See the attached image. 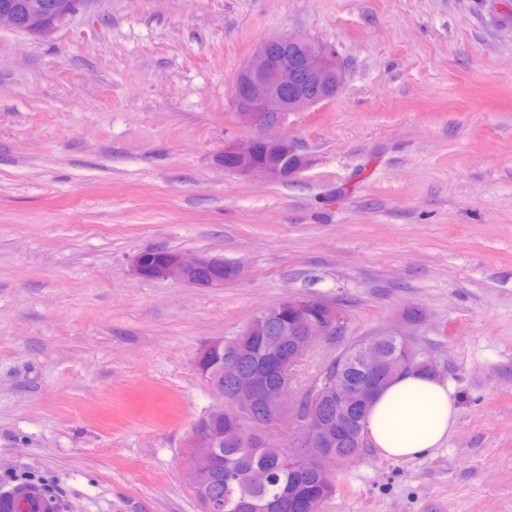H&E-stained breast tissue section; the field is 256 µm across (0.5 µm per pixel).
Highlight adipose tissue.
Wrapping results in <instances>:
<instances>
[{
    "label": "adipose tissue",
    "mask_w": 512,
    "mask_h": 512,
    "mask_svg": "<svg viewBox=\"0 0 512 512\" xmlns=\"http://www.w3.org/2000/svg\"><path fill=\"white\" fill-rule=\"evenodd\" d=\"M457 414L448 381L409 372L375 396L365 432L385 457L415 459L429 455L448 439Z\"/></svg>",
    "instance_id": "ef3b65f1"
}]
</instances>
